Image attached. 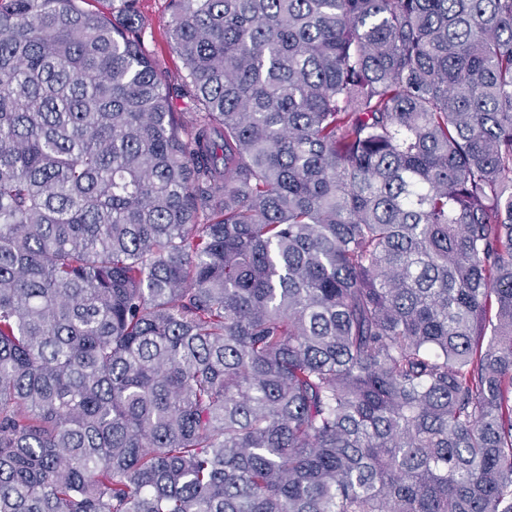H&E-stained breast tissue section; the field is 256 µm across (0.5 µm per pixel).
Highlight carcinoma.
Returning <instances> with one entry per match:
<instances>
[{"label": "carcinoma", "mask_w": 512, "mask_h": 512, "mask_svg": "<svg viewBox=\"0 0 512 512\" xmlns=\"http://www.w3.org/2000/svg\"><path fill=\"white\" fill-rule=\"evenodd\" d=\"M0 0V512H512V0ZM169 0H139V9L146 23L144 42L149 53L160 62L166 73V80L174 93V103L177 110L186 107V99L180 95L179 89L182 77L185 74L181 59L172 50L169 37L168 25L171 20ZM182 112V111H180Z\"/></svg>", "instance_id": "1"}]
</instances>
